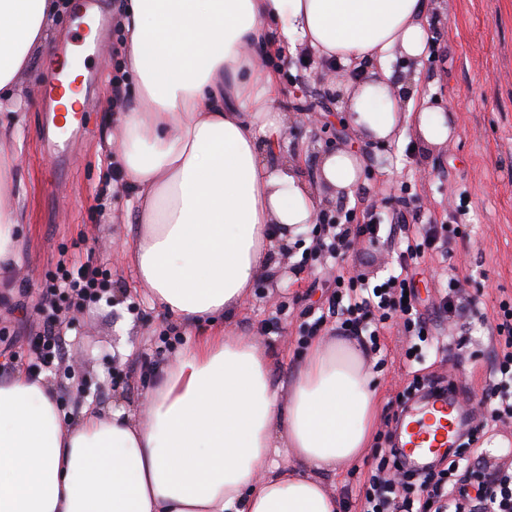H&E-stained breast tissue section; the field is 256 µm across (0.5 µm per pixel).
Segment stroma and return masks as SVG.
<instances>
[{"mask_svg":"<svg viewBox=\"0 0 512 512\" xmlns=\"http://www.w3.org/2000/svg\"><path fill=\"white\" fill-rule=\"evenodd\" d=\"M120 5L121 0H99L106 27L93 52L83 57L90 105L82 114V132L59 140L58 149L48 146L54 132L43 88L55 55L82 44L75 15L59 17L52 48L40 52L20 78L35 104L26 110L16 141L0 145V151L16 154L15 174L24 186L23 196L0 195V210L21 211L22 240L20 265L0 276V292L12 295L0 306V364L28 367L25 339L42 329L43 298L59 267L93 258L104 272L106 291L91 302L57 300L67 354L51 375L65 407L89 397L140 417L160 367L191 348L201 330L176 323L151 302L124 252L135 234L134 225L122 221L132 195L113 183L110 138L117 133L116 97L130 102L137 90L133 79L120 76L115 27ZM431 6L433 52L416 63L395 56L391 67L418 72L421 97L448 111L456 132L444 144H427L410 129L398 140L357 136L342 105L328 98L319 68L303 65V53L280 64L282 73L295 75L301 86L300 105L322 120L313 125L292 118L278 155L293 160L298 176L309 182L327 151L348 149L363 160L353 198L336 199L328 209L337 223L369 206L384 223L401 212L415 244L422 224L452 223L451 190L469 194L466 224L452 240L448 258L431 252L419 258L415 280L434 343L423 346L419 363L406 367V337L394 325L380 338L381 352L368 357L379 419L363 460L329 481L344 501V512H359L360 488L396 443L394 415L414 378L446 375L462 399L485 398L493 356L489 327L500 302H512V0H432ZM325 235L323 224H313L282 248L278 274L258 277L242 308L224 325L231 335L257 337L273 355L277 374L293 369L312 338L337 335L340 321L329 310L337 276L379 284L395 267L396 242L365 239L332 261L311 248ZM452 263L470 270L465 289L475 308L449 315L438 303Z\"/></svg>","mask_w":512,"mask_h":512,"instance_id":"stroma-1","label":"stroma"}]
</instances>
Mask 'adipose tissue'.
Segmentation results:
<instances>
[{
    "label": "adipose tissue",
    "mask_w": 512,
    "mask_h": 512,
    "mask_svg": "<svg viewBox=\"0 0 512 512\" xmlns=\"http://www.w3.org/2000/svg\"><path fill=\"white\" fill-rule=\"evenodd\" d=\"M57 0H0V105L53 39ZM429 0H126L121 73L139 88L117 113V179L138 209L127 253L154 305L193 326L233 314L281 245L316 223L321 188L353 195L361 159L324 153L318 184L264 151L287 129L280 72L297 50L351 70L359 136L454 127L395 78L393 53L424 55ZM249 336L203 335L148 394L145 419L82 402L63 411L49 374L0 378V512H341L324 476L362 458L375 431L373 374L358 342H312L287 381Z\"/></svg>",
    "instance_id": "1"
}]
</instances>
